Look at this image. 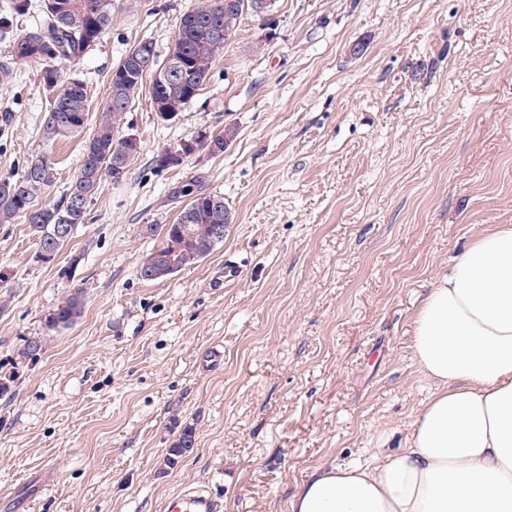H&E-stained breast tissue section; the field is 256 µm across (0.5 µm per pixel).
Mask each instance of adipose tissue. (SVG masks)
<instances>
[{
    "instance_id": "1",
    "label": "adipose tissue",
    "mask_w": 512,
    "mask_h": 512,
    "mask_svg": "<svg viewBox=\"0 0 512 512\" xmlns=\"http://www.w3.org/2000/svg\"><path fill=\"white\" fill-rule=\"evenodd\" d=\"M414 358L435 391L408 446L304 483L289 512H512V225L481 232L431 284Z\"/></svg>"
}]
</instances>
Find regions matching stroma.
Segmentation results:
<instances>
[{
  "label": "stroma",
  "mask_w": 512,
  "mask_h": 512,
  "mask_svg": "<svg viewBox=\"0 0 512 512\" xmlns=\"http://www.w3.org/2000/svg\"><path fill=\"white\" fill-rule=\"evenodd\" d=\"M112 24L67 77L92 111L141 40L166 55L198 0H114ZM245 13L199 98L160 122L140 96L120 124L141 151L105 180L53 263L26 225H0V361L42 333L69 290L78 322L0 399V512H162L181 485L221 512H288L307 480L405 446L432 386L413 360L430 284L483 230L512 225V0H276ZM42 65L0 84L15 119L0 177L49 152L56 198L86 134L45 146ZM233 126L224 151L155 172L164 147ZM233 217L199 263L142 280L189 182ZM246 267L216 287L225 260ZM224 351L222 361L208 358ZM197 446L162 468L179 426Z\"/></svg>",
  "instance_id": "1"
}]
</instances>
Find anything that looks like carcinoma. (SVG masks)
<instances>
[{
    "instance_id": "obj_1",
    "label": "carcinoma",
    "mask_w": 512,
    "mask_h": 512,
    "mask_svg": "<svg viewBox=\"0 0 512 512\" xmlns=\"http://www.w3.org/2000/svg\"><path fill=\"white\" fill-rule=\"evenodd\" d=\"M242 3L243 0H200V5L181 15L164 59H159L154 43L147 39L139 41L121 58L93 134L85 142L81 168L58 199H47V192L55 183L54 162L47 154L27 160L15 174L0 177V224L17 220L27 224L37 239V261L50 264L55 260L64 245L56 237L58 226L66 224L73 230L86 223L91 200L102 188L104 179L127 175L141 144L119 136L117 128L140 93L147 91L153 110L170 112L174 120L197 100L228 39L237 33L244 14ZM30 8V0H5L0 5V41L4 43L0 78H8L18 64H44L42 80L52 95L43 138L52 143L83 132L91 108L86 84L63 76L57 63L80 61L100 40L112 21V0H44L37 26L15 31L13 19L28 14ZM188 157L182 141L158 152L154 168L161 172L176 168ZM185 193L191 196L189 203L174 223L158 227L162 243L140 263L142 267L155 264L162 279L206 258L221 244L213 236L212 227L219 224L226 229L232 223L221 194L190 188ZM158 228L151 225L149 231ZM83 309L82 292H71L45 316L43 335L23 339L9 362L0 365V397L11 395L19 372L41 357L52 334L73 326ZM194 445L195 428L181 427L166 449L164 466L176 468Z\"/></svg>"
}]
</instances>
